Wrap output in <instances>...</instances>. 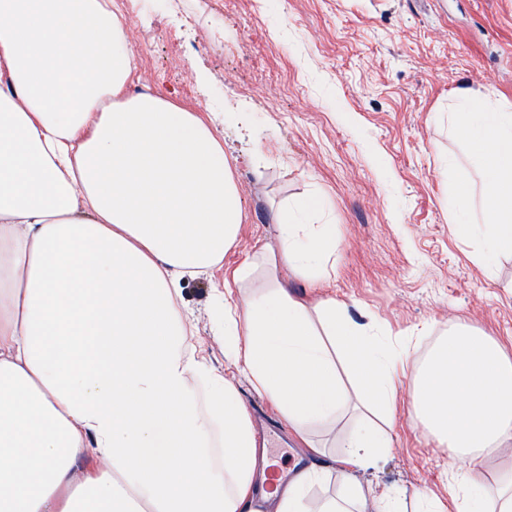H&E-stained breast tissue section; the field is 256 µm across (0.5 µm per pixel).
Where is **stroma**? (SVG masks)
I'll return each mask as SVG.
<instances>
[{
  "label": "stroma",
  "mask_w": 512,
  "mask_h": 512,
  "mask_svg": "<svg viewBox=\"0 0 512 512\" xmlns=\"http://www.w3.org/2000/svg\"><path fill=\"white\" fill-rule=\"evenodd\" d=\"M136 71L129 94L174 95L211 121L245 219L214 279H188L193 341L238 379L214 330L217 289L276 247V209L308 194L336 227L328 271L283 272L297 297L344 303L407 346L420 366L451 327L512 350V253L482 258L483 191L450 132L457 96L512 106V0H123ZM468 184L466 199L454 197ZM239 389L258 444L294 474L329 457L306 448L273 404ZM393 448L361 472L375 490L447 498L459 473L399 389Z\"/></svg>",
  "instance_id": "stroma-1"
}]
</instances>
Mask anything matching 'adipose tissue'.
<instances>
[{
	"instance_id": "1",
	"label": "adipose tissue",
	"mask_w": 512,
	"mask_h": 512,
	"mask_svg": "<svg viewBox=\"0 0 512 512\" xmlns=\"http://www.w3.org/2000/svg\"><path fill=\"white\" fill-rule=\"evenodd\" d=\"M116 0H0V512H406L372 468L390 434L347 413L393 411L409 384L423 428L461 479L415 512H512V354L455 329L419 367L335 300L294 297L280 267L321 273L336 227L306 196L277 215L279 248L242 262L215 309L224 356L308 448L341 468L272 489L234 381L187 339L182 281L240 232L215 128L125 88L133 52ZM453 133L485 187L487 255L512 250V108L463 94Z\"/></svg>"
}]
</instances>
